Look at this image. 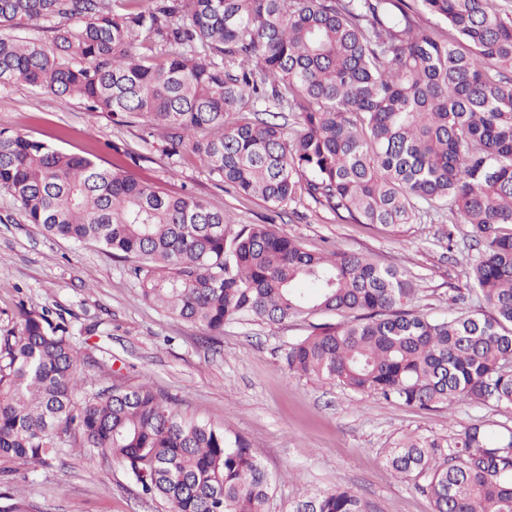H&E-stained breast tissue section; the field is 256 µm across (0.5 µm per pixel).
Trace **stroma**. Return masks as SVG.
Returning a JSON list of instances; mask_svg holds the SVG:
<instances>
[{
  "instance_id": "35a3bbf8",
  "label": "stroma",
  "mask_w": 512,
  "mask_h": 512,
  "mask_svg": "<svg viewBox=\"0 0 512 512\" xmlns=\"http://www.w3.org/2000/svg\"><path fill=\"white\" fill-rule=\"evenodd\" d=\"M48 141L167 193L190 194L239 224H272L313 252L342 250L405 269L415 310L443 317L476 307L468 271L479 236L452 224L447 211L422 216L402 234L352 224L309 198L274 212L224 185L188 150L168 156L147 117L89 110L68 96L26 86L0 87V130ZM52 308L66 319L79 350L78 372L93 387L146 384L181 415L245 438L275 480L267 512H293L302 496L345 488L377 512H433L412 480L394 475L384 450L407 433L435 437L460 425L512 426V407L460 403L422 410L291 373L289 342L310 333L313 315L270 325L230 322L219 340L145 300L127 266L94 244L77 245L28 223L19 202L0 193V335L21 309ZM93 334H86L87 326ZM25 499L29 512H168L143 496L129 472L108 458L86 461L75 449L54 468L0 459V497Z\"/></svg>"
}]
</instances>
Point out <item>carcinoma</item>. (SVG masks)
Masks as SVG:
<instances>
[{"instance_id":"obj_1","label":"carcinoma","mask_w":512,"mask_h":512,"mask_svg":"<svg viewBox=\"0 0 512 512\" xmlns=\"http://www.w3.org/2000/svg\"><path fill=\"white\" fill-rule=\"evenodd\" d=\"M426 13L448 26L422 28ZM51 21L48 49L10 34ZM146 116L224 184L282 208L304 194L396 233L448 210L481 237L478 308H410V276L237 225L120 167L0 131V191L53 237L129 262L143 297L215 335L230 321L336 317L288 370L429 409L512 406V17L493 0H0V85ZM293 133L285 131L287 124ZM511 230H506V227ZM68 325L21 311L0 336V458L50 468L107 454L170 512H266L250 444L182 418L151 387L87 389ZM434 512H512V428L406 435L385 452ZM295 512H373L347 489Z\"/></svg>"}]
</instances>
